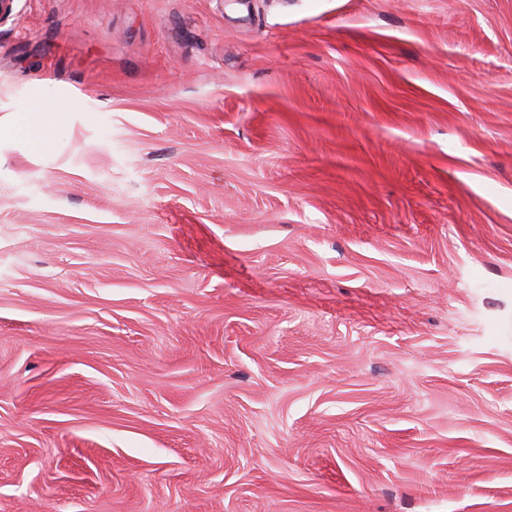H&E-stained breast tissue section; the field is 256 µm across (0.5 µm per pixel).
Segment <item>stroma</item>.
I'll list each match as a JSON object with an SVG mask.
<instances>
[{
  "label": "stroma",
  "instance_id": "35a3bbf8",
  "mask_svg": "<svg viewBox=\"0 0 512 512\" xmlns=\"http://www.w3.org/2000/svg\"><path fill=\"white\" fill-rule=\"evenodd\" d=\"M0 512H512V0H16Z\"/></svg>",
  "mask_w": 512,
  "mask_h": 512
}]
</instances>
